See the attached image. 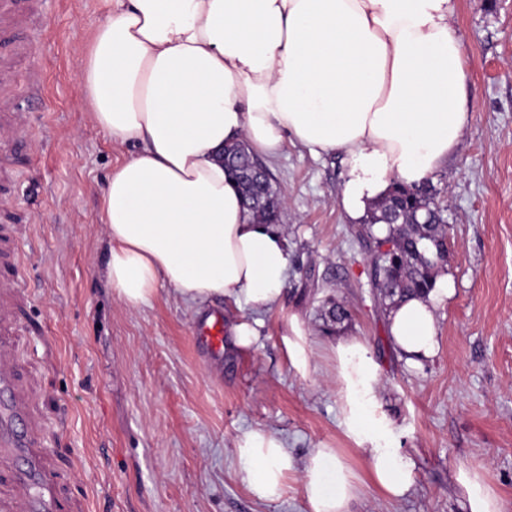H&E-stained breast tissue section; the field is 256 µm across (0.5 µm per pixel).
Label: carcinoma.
<instances>
[{
	"label": "carcinoma",
	"mask_w": 512,
	"mask_h": 512,
	"mask_svg": "<svg viewBox=\"0 0 512 512\" xmlns=\"http://www.w3.org/2000/svg\"><path fill=\"white\" fill-rule=\"evenodd\" d=\"M224 169L238 182L257 222L280 223V186L265 163L244 144L227 143ZM437 201L439 192L430 183L416 188L398 185L355 231L357 239L371 250L374 287L392 304L427 293L433 287L437 265L445 260L448 225L442 223L443 209L437 207ZM377 224L387 225L385 237L374 233ZM385 243L392 244L391 252H382ZM322 319L325 328L333 330L350 321L351 314L344 305L333 302Z\"/></svg>",
	"instance_id": "cac0c4a2"
}]
</instances>
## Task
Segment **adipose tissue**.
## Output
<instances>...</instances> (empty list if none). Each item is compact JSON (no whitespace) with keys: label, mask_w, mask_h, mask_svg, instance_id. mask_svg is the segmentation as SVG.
Wrapping results in <instances>:
<instances>
[{"label":"adipose tissue","mask_w":512,"mask_h":512,"mask_svg":"<svg viewBox=\"0 0 512 512\" xmlns=\"http://www.w3.org/2000/svg\"><path fill=\"white\" fill-rule=\"evenodd\" d=\"M106 2L80 93L91 122L136 149L113 168L100 207L104 275L127 306L163 283L191 305H278L292 251L279 225L253 218L224 169L226 141L266 161L289 140L341 153L337 203L356 224L394 184L435 182L460 144L469 110L456 0ZM452 292L442 275L390 309L408 365L436 354L437 310ZM333 354L347 433L375 485L403 498L413 465L394 445L380 367L356 336L337 337ZM237 450L248 490L279 499L298 468L281 438L252 430ZM301 468L308 512H352L359 489L335 449H314ZM455 481L469 512H501L478 471Z\"/></svg>","instance_id":"ef3b65f1"}]
</instances>
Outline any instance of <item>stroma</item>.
<instances>
[{"label": "stroma", "mask_w": 512, "mask_h": 512, "mask_svg": "<svg viewBox=\"0 0 512 512\" xmlns=\"http://www.w3.org/2000/svg\"><path fill=\"white\" fill-rule=\"evenodd\" d=\"M30 30L44 101L17 97L29 143L0 147L17 184L0 224L16 225V285L0 290V317L18 372L15 398L65 512H306L303 473L317 448L336 449L362 491L354 512H468L455 482L478 470L512 512V0H457L455 28L467 60L469 120L435 183L448 198L444 267L453 294L438 309V350L406 364L387 333V308L370 275V251L351 235L336 198L341 155L312 156L286 142L269 168L286 205L294 251L283 295L255 343L224 342L220 366L200 358L196 322L223 302L189 306L167 285L131 308L102 274L99 220L107 176L133 147L111 143L79 97V64L103 22L100 0H42ZM344 304L346 334L379 363L383 409L413 464V486L393 499L371 482L345 432L331 345L319 317ZM307 331L310 364L288 354V320ZM254 429L285 442L297 471L275 501L241 480L237 443Z\"/></svg>", "instance_id": "1"}]
</instances>
